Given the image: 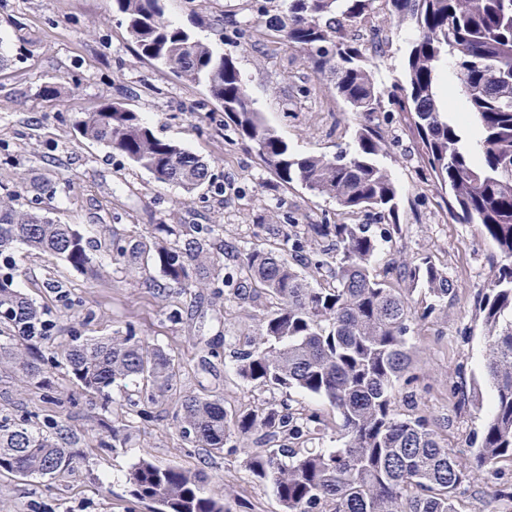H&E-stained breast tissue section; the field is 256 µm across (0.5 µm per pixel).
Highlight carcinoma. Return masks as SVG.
<instances>
[{
	"mask_svg": "<svg viewBox=\"0 0 512 512\" xmlns=\"http://www.w3.org/2000/svg\"><path fill=\"white\" fill-rule=\"evenodd\" d=\"M285 2L270 27L305 53L311 70L330 81L351 111H381L369 49L345 33L346 26L374 12L377 0ZM384 2L390 16L415 32L402 83L389 103L415 132L431 181L448 194V211L460 224L480 225L496 249L481 301L488 335L484 370L493 399L473 462L484 467L512 461V0ZM112 6L140 54L182 81L204 85L222 106L225 121L282 184H299L348 213L395 212L398 189L377 161L383 139L376 130L361 129L351 153H294L253 107L233 59L168 20L163 0H112ZM445 66L464 100L458 117L438 94ZM77 125L83 137L126 157L160 183L191 193L207 180L202 158L157 137L120 103L109 101L83 113ZM153 233L172 236L173 243L126 248L114 241L112 260L128 256L152 262L185 290L212 283L224 260L233 262L239 271L237 298H263L270 306L261 323L263 346L239 353L237 375L270 392L296 388L327 399L347 438L342 448H306L318 421L283 401L231 417L222 398L191 393L177 398L175 419L193 446L222 454L230 427L256 433L255 447L243 453L252 475L272 484L282 512H457L468 467L442 445L426 418H403L395 409L396 384L414 380L406 341L410 324L454 293L446 269L424 257L378 277L371 269L379 241L366 224L308 225V234L329 246L311 255L290 234L275 244L232 250L211 224H155ZM18 244L100 275L79 228L0 200V334L11 340L0 343V366L11 365L26 387L47 389L49 369L60 357L81 393L104 401V412L113 387L140 385L135 413L117 422L102 420L111 437L102 446L126 447L129 428L150 416L146 406L170 392L180 363L130 328L55 342L54 321L14 287ZM300 265L321 270L325 285L312 287ZM390 274L408 281L413 291L425 290L431 302L417 310L388 281ZM79 458L66 446L59 422L33 423L0 412V475L53 479L73 469ZM129 483L131 496L154 504L156 512H233L223 490L207 488L205 476L177 465L143 458Z\"/></svg>",
	"mask_w": 512,
	"mask_h": 512,
	"instance_id": "1",
	"label": "carcinoma"
}]
</instances>
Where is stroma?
Returning a JSON list of instances; mask_svg holds the SVG:
<instances>
[{
  "label": "stroma",
  "instance_id": "stroma-1",
  "mask_svg": "<svg viewBox=\"0 0 512 512\" xmlns=\"http://www.w3.org/2000/svg\"><path fill=\"white\" fill-rule=\"evenodd\" d=\"M167 18L190 27L236 62L268 127L299 154L332 156L352 151L360 127H378L384 139L379 162L398 187V208L388 214L342 213L335 202L300 186L283 185L200 86L176 78L144 59L112 9V0H0V199L25 211L77 225L92 242L102 273L91 277L57 258L16 246L15 283L56 323L58 340L104 337L133 328L179 360L175 393L215 392L233 413L268 401L263 388L236 374V354L259 334L263 309L234 294L237 269L227 266L221 285L181 291L156 267L131 270L112 260L109 241L145 240L155 224H211L226 241L246 249L300 235L305 252L317 243L308 224H367L380 242L373 263L381 273L393 261L430 258L448 271L456 292L440 313L412 323L408 347L413 387L397 393L396 409L434 422L445 446L461 460L478 448L493 391L483 367L487 335L478 300L490 278L494 248L479 225L459 224L443 206L418 156L415 135L397 112H350L329 81L317 77L303 53L259 16L284 9L283 0H164ZM251 17L246 35L236 20ZM377 45L373 58L391 94L403 78L409 30L379 10L355 30ZM57 82L63 93L45 97ZM106 100L136 112L163 140L199 155L209 166L192 194L101 145L84 139L75 122ZM401 231L390 234L391 225ZM49 392L22 389L16 374L0 370V410L62 420L82 455L74 471L38 483L0 475V512H154L135 500L127 476L139 459L202 471L209 487L223 488L245 512H281L271 484L252 478L233 438L223 454L206 456L180 434L174 405L152 409L135 423L126 447H99L98 400L78 393L66 367L52 369ZM294 408L315 416L320 429L309 445L345 443L335 408L326 400L289 389ZM512 486V462L475 472L456 498L458 512H512L499 489Z\"/></svg>",
  "mask_w": 512,
  "mask_h": 512
}]
</instances>
